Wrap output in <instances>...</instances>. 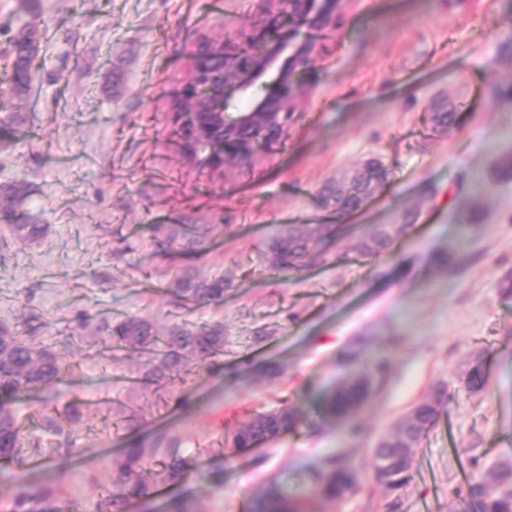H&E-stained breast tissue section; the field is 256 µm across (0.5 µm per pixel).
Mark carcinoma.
<instances>
[{
  "mask_svg": "<svg viewBox=\"0 0 512 512\" xmlns=\"http://www.w3.org/2000/svg\"><path fill=\"white\" fill-rule=\"evenodd\" d=\"M32 0H22L28 5L30 20L19 30L7 33L6 47L0 51L4 68L10 70L9 87L18 100L17 112L6 118L13 123L20 116V110H32L34 106L32 69L37 49L38 14L31 7ZM388 171L381 165L367 169L363 180L336 191L335 206L338 212H352L364 203L366 186L379 188L386 184ZM27 197L24 185H0V213L9 215L16 211ZM401 224H375L359 239L356 251L364 256L379 254L387 250L398 238L408 233L411 224L403 216ZM46 233L44 224H14L11 236L15 243L32 246ZM343 230L335 232L322 224H307L299 229L293 225L284 227L266 246L268 263L279 270L299 268L305 264H320L338 245ZM209 236V227L193 224L191 229H175L168 237L177 245L180 253L193 255L200 251ZM171 291L188 305L195 302H219L224 297V277L200 278L191 271H184L170 284ZM96 333L103 343L117 351L149 354L151 376L163 380L169 373L192 359L205 361L224 355L223 326L175 325L162 334L155 324L147 319L126 318L117 322L109 320L96 327ZM69 366L63 357L49 347L35 342L30 336H22L9 323L0 322V461L25 464L21 456L24 427L18 421L12 404L23 391H48L61 381ZM385 377V364L379 363L372 374L351 375L326 400V413L341 424L346 432L357 435L361 431L357 416L375 389L381 386ZM489 372L484 357L472 359L465 371L464 384L473 394L484 392L488 386ZM444 402V390L437 388L432 395L414 406L399 420L394 429L378 440L371 455L370 470L376 471L389 464V479L383 485L388 491L406 486L412 476L414 460L399 456L398 449L409 444H419L431 428L439 408ZM299 417L291 407H281L266 413L255 414L239 426L227 439V447L235 450L249 448L261 440L280 437L296 428ZM163 452L166 478L177 482L186 473L187 462L176 446L164 444L159 437L153 447L142 445L124 450L118 463L124 475L121 483L112 487L109 504L112 512H125L134 500L152 497L153 487L137 476L146 455ZM359 466L334 456L326 458L321 465L306 469L299 474V494L288 490V486L271 480L252 498L251 512H313L312 503L323 500L329 503L343 501L342 487L349 470ZM470 494L480 506V512H512V461L505 460L493 467L490 479L478 481L470 486ZM45 499L39 490H27L16 501L14 512H42Z\"/></svg>",
  "mask_w": 512,
  "mask_h": 512,
  "instance_id": "1",
  "label": "carcinoma"
}]
</instances>
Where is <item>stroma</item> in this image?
<instances>
[{"instance_id": "stroma-1", "label": "stroma", "mask_w": 512, "mask_h": 512, "mask_svg": "<svg viewBox=\"0 0 512 512\" xmlns=\"http://www.w3.org/2000/svg\"><path fill=\"white\" fill-rule=\"evenodd\" d=\"M39 94L27 138L0 126V184L27 183L10 223L47 225L41 244L0 249V320L23 325L36 310L43 345L69 354L72 372L14 409L54 445L42 417L61 416L82 456L0 461V512L28 485L49 512H98L131 443L176 440L189 463L165 481L158 459L142 476L156 496L128 512H165L174 499L197 512H249L271 477L296 489L301 468L332 454L367 465L379 438L434 388L446 398L397 491L371 481L314 512H478L471 484L512 458V0H343L340 24L310 27L309 70L296 73L300 117L252 168L222 180L189 164L170 115L200 44L265 23L267 0H38ZM460 113L438 126L433 113ZM389 170L358 211L328 205L367 161ZM415 216L378 256H360L374 224ZM207 224L200 255L166 244L167 228ZM288 224L343 229L319 266L270 270L265 244ZM450 263L440 266L439 254ZM223 275V304H179L166 285L185 269ZM146 318L158 328L224 327L221 368L198 363L164 388L147 359L113 358L95 328ZM484 351L487 389L463 372ZM387 359L389 371L359 415L360 438L324 416L325 398L351 372ZM295 408L283 438L240 451L224 445L250 414ZM138 412L127 425L129 409Z\"/></svg>"}]
</instances>
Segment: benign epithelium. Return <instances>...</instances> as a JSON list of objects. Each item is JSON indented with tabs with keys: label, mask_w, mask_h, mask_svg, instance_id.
Instances as JSON below:
<instances>
[{
	"label": "benign epithelium",
	"mask_w": 512,
	"mask_h": 512,
	"mask_svg": "<svg viewBox=\"0 0 512 512\" xmlns=\"http://www.w3.org/2000/svg\"><path fill=\"white\" fill-rule=\"evenodd\" d=\"M274 21L240 43L217 40L197 46L182 91L189 106L181 136L207 143L199 157L208 171L236 170L252 164L260 146L271 144L288 129L287 112L296 102L294 75L311 67L315 47L300 38L310 26L336 25V0H277ZM264 87L256 98L252 89ZM246 100L232 116L229 109Z\"/></svg>",
	"instance_id": "benign-epithelium-1"
}]
</instances>
